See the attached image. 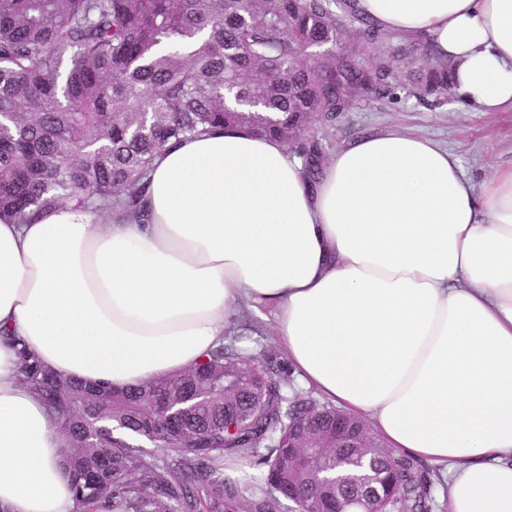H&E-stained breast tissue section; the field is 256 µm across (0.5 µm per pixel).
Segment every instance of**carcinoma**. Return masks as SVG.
<instances>
[{
    "label": "carcinoma",
    "mask_w": 512,
    "mask_h": 512,
    "mask_svg": "<svg viewBox=\"0 0 512 512\" xmlns=\"http://www.w3.org/2000/svg\"><path fill=\"white\" fill-rule=\"evenodd\" d=\"M348 36L349 44L336 51ZM356 0H0V217L31 224L71 204L100 222L143 221L153 161L167 147L218 128H246L290 146L306 179L322 174L314 121L336 120L403 86L448 97V60L424 40L398 59ZM23 383L54 413L72 448L74 500L95 512H272L288 481L347 502L372 495L351 473L332 481L340 410L283 392L285 377L221 343L190 369L115 390L63 378L15 341ZM180 409L169 422L166 408ZM312 422L323 444L288 469L292 431ZM158 445L134 446L140 437ZM263 468L240 486L224 462ZM393 477L386 512H431L432 474L386 449L374 461Z\"/></svg>",
    "instance_id": "obj_1"
}]
</instances>
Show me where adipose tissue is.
Here are the masks:
<instances>
[{
    "label": "adipose tissue",
    "mask_w": 512,
    "mask_h": 512,
    "mask_svg": "<svg viewBox=\"0 0 512 512\" xmlns=\"http://www.w3.org/2000/svg\"><path fill=\"white\" fill-rule=\"evenodd\" d=\"M424 35L480 112L512 110V0H358ZM146 223L72 206L0 218V512H75L62 440L14 340L64 378L127 388L193 367L245 300L273 304L303 382L441 467L451 512H512V163L482 183L395 130L317 183L239 129L154 164Z\"/></svg>",
    "instance_id": "adipose-tissue-1"
}]
</instances>
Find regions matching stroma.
Returning <instances> with one entry per match:
<instances>
[{
	"label": "stroma",
	"mask_w": 512,
	"mask_h": 512,
	"mask_svg": "<svg viewBox=\"0 0 512 512\" xmlns=\"http://www.w3.org/2000/svg\"><path fill=\"white\" fill-rule=\"evenodd\" d=\"M389 129L419 134L448 146L459 154L466 172L477 183L498 166L512 162V111L477 112L455 94L438 102L423 101L400 89L394 96L372 98L338 113L334 122L315 126L314 133L328 160L355 139ZM227 334L237 337L238 347L257 359L284 368L286 396L317 400V393L299 380L279 344L274 307L242 302Z\"/></svg>",
	"instance_id": "1"
}]
</instances>
